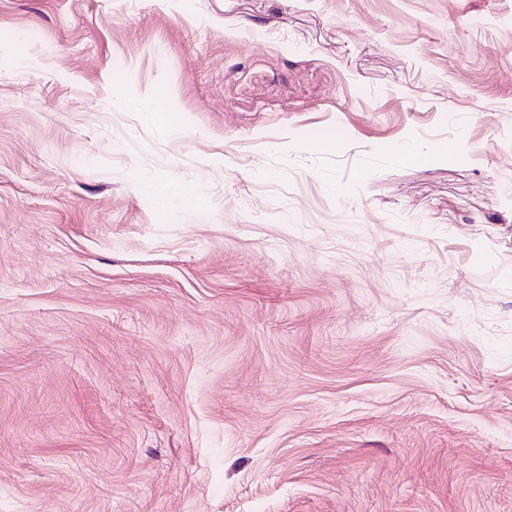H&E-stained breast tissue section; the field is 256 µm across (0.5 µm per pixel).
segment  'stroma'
<instances>
[{
	"label": "stroma",
	"mask_w": 512,
	"mask_h": 512,
	"mask_svg": "<svg viewBox=\"0 0 512 512\" xmlns=\"http://www.w3.org/2000/svg\"><path fill=\"white\" fill-rule=\"evenodd\" d=\"M0 512H512V0H0Z\"/></svg>",
	"instance_id": "35a3bbf8"
}]
</instances>
